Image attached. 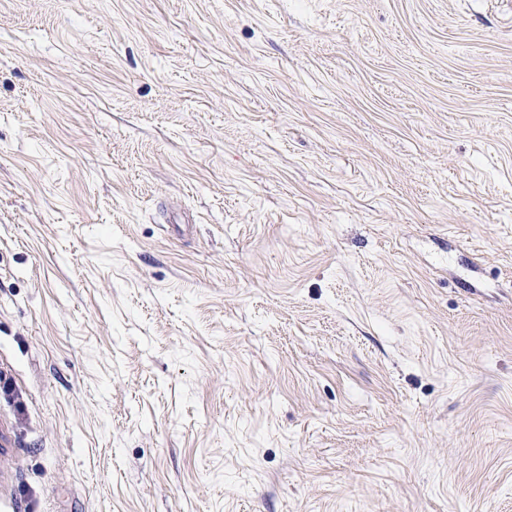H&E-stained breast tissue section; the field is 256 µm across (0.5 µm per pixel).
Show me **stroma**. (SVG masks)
<instances>
[{
	"label": "stroma",
	"instance_id": "35a3bbf8",
	"mask_svg": "<svg viewBox=\"0 0 512 512\" xmlns=\"http://www.w3.org/2000/svg\"><path fill=\"white\" fill-rule=\"evenodd\" d=\"M0 512H512V0H0Z\"/></svg>",
	"mask_w": 512,
	"mask_h": 512
}]
</instances>
